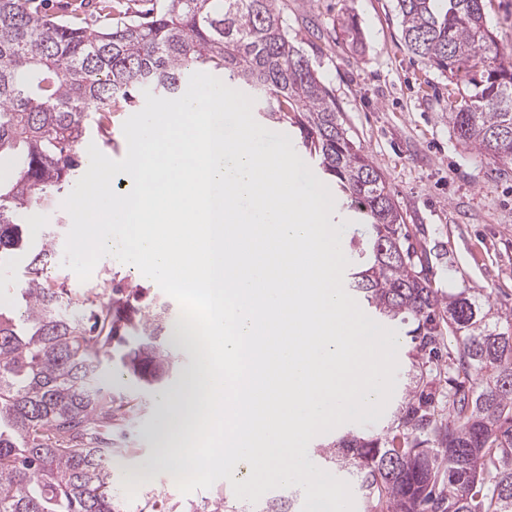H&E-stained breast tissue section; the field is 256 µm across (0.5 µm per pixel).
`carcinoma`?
I'll return each instance as SVG.
<instances>
[{
    "mask_svg": "<svg viewBox=\"0 0 512 512\" xmlns=\"http://www.w3.org/2000/svg\"><path fill=\"white\" fill-rule=\"evenodd\" d=\"M485 0H396L401 36L426 66L458 76L448 122L458 138L512 164V62L484 23ZM195 72H221L297 126L302 146L354 204L372 235L349 242L362 270L355 297L385 319L417 323L411 390L381 436L319 445L361 494L363 512H512V311L477 288H432L426 249L410 242L382 173L340 119L336 101L288 39L276 0H162L98 30L68 24L36 0H0V265L31 255L19 306L0 303V512H121L112 433L133 409L98 375L105 359L147 387L176 368L166 338L186 328L171 303L112 287L72 298L46 275L54 235L28 247L21 224L55 206L86 171V127L148 89L174 99ZM446 370L448 416L425 394ZM256 512H299L283 490Z\"/></svg>",
    "mask_w": 512,
    "mask_h": 512,
    "instance_id": "carcinoma-1",
    "label": "carcinoma"
}]
</instances>
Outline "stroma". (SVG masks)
I'll use <instances>...</instances> for the list:
<instances>
[{"instance_id":"obj_1","label":"stroma","mask_w":512,"mask_h":512,"mask_svg":"<svg viewBox=\"0 0 512 512\" xmlns=\"http://www.w3.org/2000/svg\"><path fill=\"white\" fill-rule=\"evenodd\" d=\"M288 37L309 60L336 99L352 139L371 156L394 195L414 243L429 257L428 277L445 294L481 288L497 305L512 309V165L496 164L467 146L448 123L447 75L425 67L406 47L396 0H277ZM76 294L97 293L113 282L160 287L131 265L103 257L88 281L62 264L49 271ZM399 334L396 386L374 425H340V432L379 433L406 397V374L414 345L407 327ZM114 395L137 404L131 424L117 439L124 453L112 462V482L123 512H138L146 501H162L169 512H210L219 497L235 501L233 482L246 480L235 469L232 482L182 494L154 455L167 420L160 398L176 388L170 377L147 389L115 374L112 362L100 367Z\"/></svg>"}]
</instances>
